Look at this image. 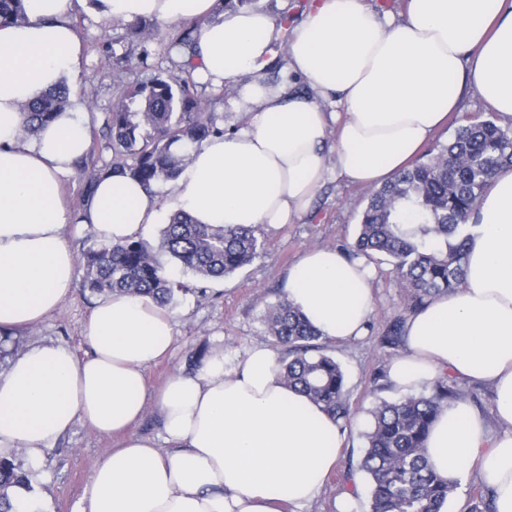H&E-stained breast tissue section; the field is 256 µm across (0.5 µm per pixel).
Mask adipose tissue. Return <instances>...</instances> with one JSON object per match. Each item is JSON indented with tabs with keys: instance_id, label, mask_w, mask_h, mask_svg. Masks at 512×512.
<instances>
[{
	"instance_id": "ef3b65f1",
	"label": "adipose tissue",
	"mask_w": 512,
	"mask_h": 512,
	"mask_svg": "<svg viewBox=\"0 0 512 512\" xmlns=\"http://www.w3.org/2000/svg\"><path fill=\"white\" fill-rule=\"evenodd\" d=\"M216 3L26 0L27 24L0 25V333L37 326L72 293L68 224L115 244L161 215L159 197L121 172L105 174L78 215L66 208L61 179L87 147L81 100L37 136L22 134L24 106L80 76L75 7L105 20L200 19L195 72L217 88L238 82L232 106L248 121L193 148L170 186L173 210L199 224L295 223L330 158L351 183L382 185L459 111L466 85L512 120V0H409L398 20L365 0H311L275 83L265 73L281 35L273 18ZM474 222L464 285L407 318L389 379L406 392L443 373L489 387L490 416L454 403L434 422L427 453L441 476L475 472L496 512H512V168L495 176ZM286 297L332 343L361 336L374 306L366 269L329 247L289 269ZM82 335L84 357L38 342L0 372V457L37 456L77 420L124 434L94 467L82 512H280L321 493L340 430L286 386L271 349L251 347L232 367L215 354L197 372L172 375L151 402L145 374L171 349L170 313L110 296ZM151 404L164 449L129 432Z\"/></svg>"
}]
</instances>
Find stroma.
<instances>
[{"instance_id":"stroma-1","label":"stroma","mask_w":512,"mask_h":512,"mask_svg":"<svg viewBox=\"0 0 512 512\" xmlns=\"http://www.w3.org/2000/svg\"><path fill=\"white\" fill-rule=\"evenodd\" d=\"M71 22L81 38L84 62L78 93L85 105L88 127L101 128L111 112L122 85L144 78L147 72L180 73L182 64L169 49L175 26L160 23L148 43L146 65L130 61L113 68L112 56L131 48L122 21H106L84 10H75ZM367 190L348 183L335 168H328L308 213L294 224L260 226L258 236L265 242L263 253L250 265L220 280H202L183 272L174 262L166 269L174 279L191 287L178 296L171 308L175 343L172 354L159 360L147 372L151 389H158L167 377L187 372L191 354L211 356L223 353L226 363H236L256 345L274 347L265 332L263 316L286 288L288 269L308 249L349 245L357 237ZM375 307L361 337L343 344H329L330 354L340 363L346 379L352 416L343 429V443L336 470L329 476L321 494L303 512H337V496L351 489L364 475L359 462L364 450L370 409L383 400H396L402 393L392 386L378 387L373 381L377 370L389 369L403 353L402 348L382 346L380 338L393 317L402 313L405 301L385 258L366 261ZM97 300L84 286V268L76 266L73 292L62 309L47 317L37 328L21 332V345L53 341L84 356L88 347L81 329ZM117 439L97 434L82 421H75L69 432L36 458H17L27 473L32 493L47 512H81L82 492L95 465L106 449L116 447Z\"/></svg>"}]
</instances>
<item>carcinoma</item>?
<instances>
[{"mask_svg": "<svg viewBox=\"0 0 512 512\" xmlns=\"http://www.w3.org/2000/svg\"><path fill=\"white\" fill-rule=\"evenodd\" d=\"M26 20L23 0H0V24ZM199 27L197 20L185 21L174 45L191 47ZM127 31L143 45L156 32V23L137 19L127 24ZM68 102L69 89L63 83L25 105L24 135L35 136ZM101 134L114 153L130 161L99 166L95 146H90L75 162L86 179L85 204L98 178L114 169L130 173L148 187L175 179L190 148L224 134V117L207 111L190 77L154 72L121 88ZM176 144L180 149H174ZM505 167H512V125L502 126L494 116L471 118L427 160L413 163L372 190L353 254L385 257L404 290L406 310L424 309L434 297L465 282V258L472 240L469 220L493 177ZM262 249L254 225L196 224L176 212L155 243L138 238L86 250L85 284L102 296L131 295L168 307L191 288L167 276L162 258L179 263L196 277L220 279L251 264ZM264 324L287 354L280 364L288 387L323 406L334 419L348 421L345 374L326 353L322 334L285 299L268 310ZM403 333L404 318L395 317L382 343L398 347ZM461 399L455 381L443 374L434 379L428 394L382 400L370 410L359 465L369 484L370 512H440L456 481L431 468L425 444L439 413ZM16 487H29L27 476L14 461L0 459V512H14L9 490Z\"/></svg>", "mask_w": 512, "mask_h": 512, "instance_id": "1", "label": "carcinoma"}]
</instances>
